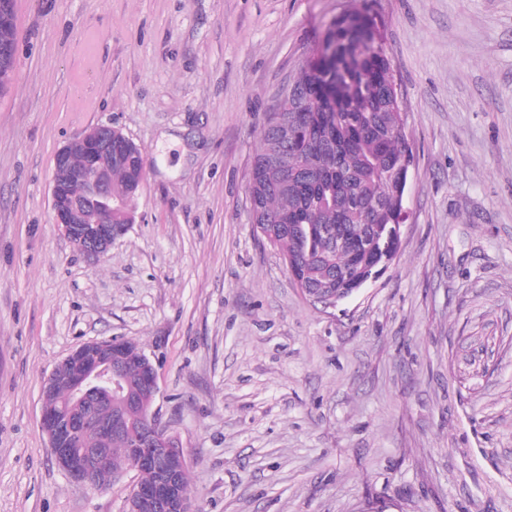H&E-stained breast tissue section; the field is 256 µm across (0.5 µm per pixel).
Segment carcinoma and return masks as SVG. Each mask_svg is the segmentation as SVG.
<instances>
[{
  "label": "carcinoma",
  "instance_id": "cac0c4a2",
  "mask_svg": "<svg viewBox=\"0 0 512 512\" xmlns=\"http://www.w3.org/2000/svg\"><path fill=\"white\" fill-rule=\"evenodd\" d=\"M294 82L307 101L302 132L277 122V110L271 109L260 132L248 197L270 247L299 267L308 287L323 288L339 278L354 281L382 264L383 255L354 244L372 235L385 237L401 223L406 183L399 176L408 137L384 35L357 7L330 23ZM273 138L287 148L275 165L266 166ZM111 182L114 199L129 197L125 165L112 163ZM292 224L339 226L350 246L338 251L325 238L304 240L289 230ZM67 395L68 379L60 373L45 403L56 405ZM85 447L108 449L98 463L96 483L101 492L111 489L114 474L126 464V439L92 433Z\"/></svg>",
  "mask_w": 512,
  "mask_h": 512
}]
</instances>
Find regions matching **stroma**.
Returning a JSON list of instances; mask_svg holds the SVG:
<instances>
[{"label":"stroma","mask_w":512,"mask_h":512,"mask_svg":"<svg viewBox=\"0 0 512 512\" xmlns=\"http://www.w3.org/2000/svg\"><path fill=\"white\" fill-rule=\"evenodd\" d=\"M391 55L414 162L401 245L336 307L248 219L266 112L351 4ZM0 92V512H124L73 481L41 389L83 342L158 368L199 512H512V0H17ZM140 144L98 261L54 220V155ZM389 263L378 274H375L368 282L362 281L354 288H339L334 293L326 295L311 294L308 297H310L314 302L320 303L324 307H335L339 301H342L350 297L351 295L358 292L361 288L365 287L370 282H373L376 279H378L381 276V274H383V272L387 269Z\"/></svg>","instance_id":"1"}]
</instances>
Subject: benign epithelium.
I'll return each mask as SVG.
<instances>
[{
  "label": "benign epithelium",
  "instance_id": "1",
  "mask_svg": "<svg viewBox=\"0 0 512 512\" xmlns=\"http://www.w3.org/2000/svg\"><path fill=\"white\" fill-rule=\"evenodd\" d=\"M120 134L109 124L93 125L54 156V167L67 170L69 176L68 182L52 185L55 223L73 248L90 261L104 256L130 228L128 224L112 223V211L121 207L112 200L111 184L112 143ZM75 154L82 159L78 167L71 165ZM73 184L82 187L81 194L71 192ZM366 285L363 281L353 288L312 294L310 298L325 307H334ZM125 361L122 340L116 336L86 341L55 364L42 391L54 389L56 374L61 371L69 378V393L68 413L41 410L40 421L53 457L74 481L89 487L98 460L107 449L83 448L81 436L90 428L127 433L132 437L127 468L137 472L149 468L160 475L153 484H135L126 500L127 512H140L143 508L150 512H197L179 489V477L188 468L187 457L155 410H150L147 425L137 428L120 414L103 422L92 418V409L97 405H110L114 400L130 402L122 369ZM138 364L142 372L141 395L152 404L159 392L157 362L142 352Z\"/></svg>",
  "mask_w": 512,
  "mask_h": 512
}]
</instances>
